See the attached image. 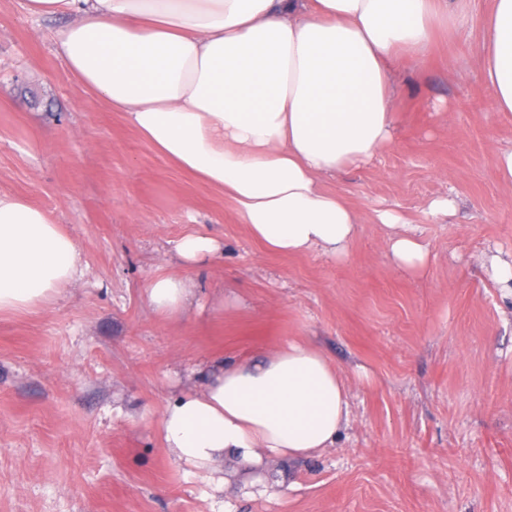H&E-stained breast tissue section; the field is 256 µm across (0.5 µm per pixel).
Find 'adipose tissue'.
<instances>
[{
  "label": "adipose tissue",
  "mask_w": 512,
  "mask_h": 512,
  "mask_svg": "<svg viewBox=\"0 0 512 512\" xmlns=\"http://www.w3.org/2000/svg\"><path fill=\"white\" fill-rule=\"evenodd\" d=\"M71 16L56 53L84 91L177 168L231 203L267 252L345 259L363 219L325 181L394 138L395 75L454 23L448 0H25ZM478 64L492 109L512 112V0H493ZM387 256L422 272L429 253L380 210ZM81 268L76 241L44 209L0 193V313L51 308ZM149 306L172 317L192 288L153 278ZM198 390L169 402L163 442L215 493L264 488L270 461L335 447L349 381L301 341L252 360H215Z\"/></svg>",
  "instance_id": "ef3b65f1"
}]
</instances>
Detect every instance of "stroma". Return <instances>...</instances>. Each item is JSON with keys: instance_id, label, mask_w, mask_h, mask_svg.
Instances as JSON below:
<instances>
[{"instance_id": "obj_1", "label": "stroma", "mask_w": 512, "mask_h": 512, "mask_svg": "<svg viewBox=\"0 0 512 512\" xmlns=\"http://www.w3.org/2000/svg\"><path fill=\"white\" fill-rule=\"evenodd\" d=\"M21 2L0 0V192L57 218L83 265L53 308L0 315V512H216L164 448L162 412L204 363L294 339L345 370L350 423L334 448L271 462L270 494L228 489L235 512H512V297L483 264L512 257V114L492 111L476 63L491 0L405 62L392 145L327 182L364 218L342 261L266 252L223 195L83 91L54 51L67 18ZM442 196L457 209L439 222ZM382 207L416 227L422 273L389 261ZM192 231L220 251L184 263ZM160 274L193 288L179 317L148 305Z\"/></svg>"}]
</instances>
